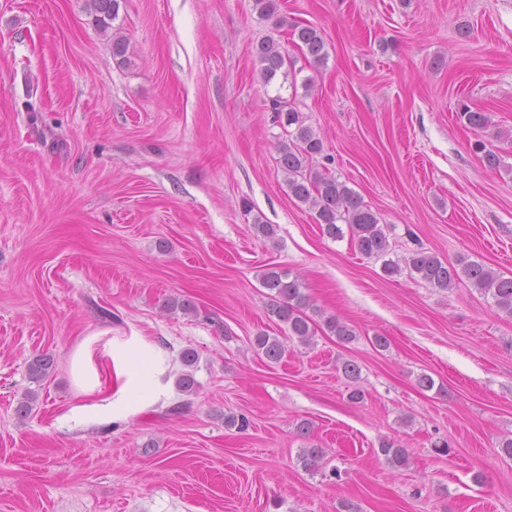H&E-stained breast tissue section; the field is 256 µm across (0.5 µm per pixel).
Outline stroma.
<instances>
[{"instance_id": "35a3bbf8", "label": "stroma", "mask_w": 512, "mask_h": 512, "mask_svg": "<svg viewBox=\"0 0 512 512\" xmlns=\"http://www.w3.org/2000/svg\"><path fill=\"white\" fill-rule=\"evenodd\" d=\"M306 24L328 51L303 69L311 90L265 83L255 45L299 58ZM275 93L322 139L314 167L390 225L393 260L422 248L512 276V174L484 166L457 117L488 113L512 164L496 137L512 132V0H277L270 19L253 0H120L108 35L87 0H0V512H512V318L323 235L278 165ZM270 267L355 340L321 334L268 362L252 341L285 334L260 285ZM171 297L197 314L162 312ZM188 348L192 395L176 385ZM80 350L111 355V403L81 393ZM45 352L36 388L28 365ZM230 414L248 427H225ZM385 439L408 467L386 464ZM310 444L316 473L299 461ZM379 453L392 468L399 469L409 465L410 455L407 448L396 444L392 440H383L379 446Z\"/></svg>"}]
</instances>
